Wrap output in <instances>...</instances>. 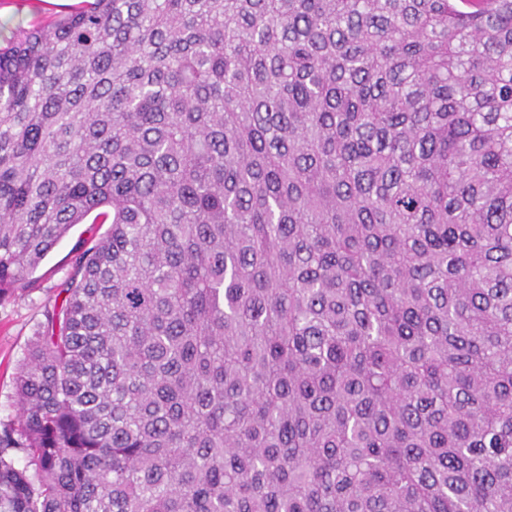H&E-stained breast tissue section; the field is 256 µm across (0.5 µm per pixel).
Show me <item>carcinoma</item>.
I'll use <instances>...</instances> for the list:
<instances>
[{
  "label": "carcinoma",
  "instance_id": "carcinoma-1",
  "mask_svg": "<svg viewBox=\"0 0 512 512\" xmlns=\"http://www.w3.org/2000/svg\"><path fill=\"white\" fill-rule=\"evenodd\" d=\"M89 218L0 512H512V0L18 28L0 303Z\"/></svg>",
  "mask_w": 512,
  "mask_h": 512
}]
</instances>
